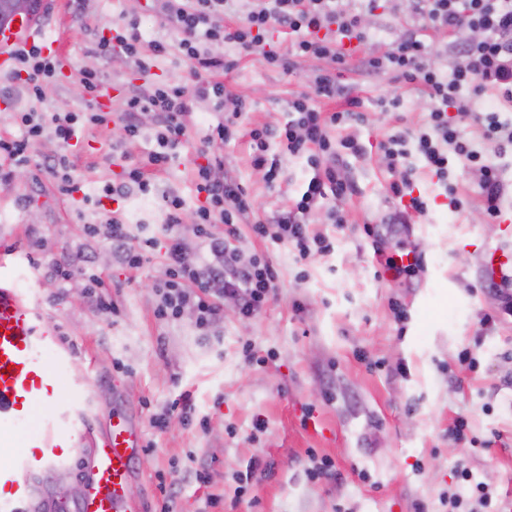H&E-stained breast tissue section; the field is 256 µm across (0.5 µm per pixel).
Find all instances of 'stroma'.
<instances>
[{
	"mask_svg": "<svg viewBox=\"0 0 512 512\" xmlns=\"http://www.w3.org/2000/svg\"><path fill=\"white\" fill-rule=\"evenodd\" d=\"M124 14L137 20L143 42L169 45L168 55L156 60L148 76L96 53L103 27ZM362 20L368 39L360 55L383 54L417 31L444 74L456 61L448 46L468 37L464 31L453 38L423 27L409 0H386ZM45 36L61 44L66 72L47 86L40 102L0 76V138L20 135L14 113L80 105L76 75L83 68L98 70L110 85L109 106L116 112L131 86L144 81L195 82L176 33L154 0H138L133 10L128 0H62ZM236 57L233 68L212 78L252 105L238 138L220 152L225 173L256 201L240 225L241 256H266L277 273L276 297L257 316L243 318L227 308L223 324L208 333L189 312L176 320L160 319L154 285L165 276L163 250L136 271L113 261L104 265L100 259L108 245L83 234V225L97 222L105 208L120 213L133 236H162L163 196L180 197L189 210L197 203L192 147L180 148L168 169H148L150 194L134 191L101 208L62 196L52 179L37 182L27 172L0 185V249L11 255L14 283L75 354L62 377V400H71L90 375L97 379L90 407L94 425L104 424L119 403L134 413L150 448L129 491L145 499L149 512L162 500L160 478L179 477L202 463L209 467L210 485H184L179 512H202L211 493L222 498L212 512H419V503L425 506L421 512H442L441 496L462 486L465 471L472 483L486 485L492 497L489 512H512V318L490 325L482 321L499 307L497 295L483 288L488 277L482 252L485 245L502 241L503 232L488 223L474 170L459 164L451 168L450 179L463 201L455 210L421 159L408 157L414 191L431 205L415 223H390L401 208L390 192L399 174L390 170L380 144L396 130L423 128L428 99L418 85L395 83L390 74L351 65L342 77L344 93L319 105L337 112L347 109L349 98L360 99L364 123L332 135L356 136L365 152L337 156L336 169L354 190L326 200L310 217L313 230L332 240V251L297 261L289 246L270 245L250 226L288 205L311 171L304 160L271 145L283 178L277 188H268L251 166L249 132L288 121L289 101L313 93L312 79L328 63L300 58L287 72L257 54ZM393 95L400 96V108L384 110L381 99ZM458 127L485 158L502 166L501 207L512 210V150L498 154L472 119H459ZM155 136L149 123L133 141L114 125L85 130L72 151L85 192L95 198L104 185L119 182L123 165L109 160L111 147L133 165L155 150ZM335 210L345 217L343 227L331 219ZM368 226L387 248L406 247L421 255L412 280L382 274L364 232ZM62 256L80 265L97 261L98 273L113 287V313L97 310L93 297L83 293L81 279L63 286L49 277L50 262ZM246 342L264 363L245 361L241 348ZM465 350L471 362L462 361ZM184 394L192 405L188 422L174 406ZM162 412L171 424L160 432L151 419ZM460 416L468 427L464 439L456 441L448 428ZM316 458L332 462L335 478L308 477ZM252 462L257 501L236 502L235 474Z\"/></svg>",
	"mask_w": 512,
	"mask_h": 512,
	"instance_id": "1",
	"label": "stroma"
}]
</instances>
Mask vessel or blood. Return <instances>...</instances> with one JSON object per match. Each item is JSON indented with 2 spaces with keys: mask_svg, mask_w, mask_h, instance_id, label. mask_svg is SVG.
Masks as SVG:
<instances>
[{
  "mask_svg": "<svg viewBox=\"0 0 512 512\" xmlns=\"http://www.w3.org/2000/svg\"><path fill=\"white\" fill-rule=\"evenodd\" d=\"M45 13L0 25V73L18 66V53L34 43L59 54L57 41L43 37ZM484 265L495 278L512 270V250L492 245ZM53 355L46 364L45 355ZM74 358L61 344L52 325L30 305L26 294L0 272V440L23 427L38 407L55 408L52 418L23 441L14 463L0 467V512H52L54 502L38 499L34 480L62 468L78 467L82 490L73 512H145L143 500L128 492L137 464L144 458L141 430L131 415L115 408L111 420L97 433L93 448H85L89 419L67 405L57 404L59 379Z\"/></svg>",
  "mask_w": 512,
  "mask_h": 512,
  "instance_id": "1",
  "label": "vessel or blood"
}]
</instances>
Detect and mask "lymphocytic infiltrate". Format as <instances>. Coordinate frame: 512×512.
<instances>
[{"label":"lymphocytic infiltrate","instance_id":"1","mask_svg":"<svg viewBox=\"0 0 512 512\" xmlns=\"http://www.w3.org/2000/svg\"><path fill=\"white\" fill-rule=\"evenodd\" d=\"M229 2L165 0L164 21L180 37L179 48L195 77L192 86L155 85L149 92L127 98L122 111L111 112L102 110L96 100L103 85L99 73L84 70L79 83L90 98L82 106L49 115L35 111L15 113L22 136L0 139V159L8 163L7 168L0 169L1 184H9L14 172L35 165L56 180L59 190L70 197L82 190L68 155L80 133L113 122L121 125L132 139L140 133L142 116L152 114L158 128L157 150L148 153L144 164L126 166L122 182L102 189L104 198H121L133 188L150 193L152 185L145 176V167L164 169L174 161L177 149L188 140L192 101L210 100L224 108L223 121L209 127L197 150L200 162L195 168V189L201 202L194 211L191 234L201 256L193 261L186 258L185 239L175 231L184 202L176 196L162 199L167 212L163 237L133 238L129 226L113 216L84 227L87 237L107 241L118 261L135 270L148 260L158 243H165L166 270L158 285L161 299L156 315L175 320L189 310L202 329L223 322V298L227 295L235 298L240 316H256L267 304L276 280V271L267 258L255 256L244 263L239 257L238 224L243 215L253 210L254 202L237 179L215 176V169L223 165L215 148L236 139L238 120L247 112L248 105L245 99L231 96L223 83L209 80V72L231 68L232 63L203 51V42L217 41L240 52L260 54L267 64L277 67L286 66L292 57L324 59L332 64L331 69L320 71L313 78L314 95L303 94L292 102L294 119L249 132L251 165L263 172L269 187H277L282 176L280 164L269 156L271 141H278L289 156L305 160L313 171L291 206L252 227L256 237L291 246L298 260L303 261L333 247L328 238L312 233L310 215L324 200L345 197L350 190L335 168L322 167V158L335 157L341 150L355 156L363 151L357 138L338 140L330 134L332 128L363 121V114L350 110L323 112L312 98L317 95L331 99L341 94L340 72L346 69L354 53V43L366 40L361 16L374 10L376 0H351L352 7L346 12L338 9L337 0H253L243 21L234 27L224 24ZM413 10L433 28L451 32L469 28L479 31L480 37L458 44V61L446 76L433 64L430 45L414 35L407 36L384 55L364 59L363 65L369 72H386L397 81L420 85L429 101L426 132L414 137L408 130H400L381 144L390 168L401 171L391 191L397 198H408L407 208L416 215L427 213V200L413 193L411 168L402 165L403 159L414 153L441 183L450 207H461L457 187L449 180L450 164L456 159L479 171L478 189L484 210L489 218H499L503 170L484 159L473 143L461 135L449 114L454 111L473 116L481 124L485 139L512 148V121L501 118L498 109L477 108L490 88L498 90L501 100L512 102V0H413ZM284 29L293 37L285 52L270 40L273 33ZM97 51L103 57L125 55L139 73L145 74L150 71L153 59L167 54L168 46L155 41L150 54H143L138 24L126 20L116 26L114 35L101 38ZM59 69L55 57L43 54L34 45L21 52L15 79L31 98L39 101L44 97L45 85L56 79ZM48 133L53 135L59 150L34 161L33 149ZM49 273L63 284L73 275H80L89 292L94 293L98 309L104 313L112 311V299L102 293L103 281L92 265L78 269L70 258L62 257L52 262Z\"/></svg>","mask_w":512,"mask_h":512}]
</instances>
